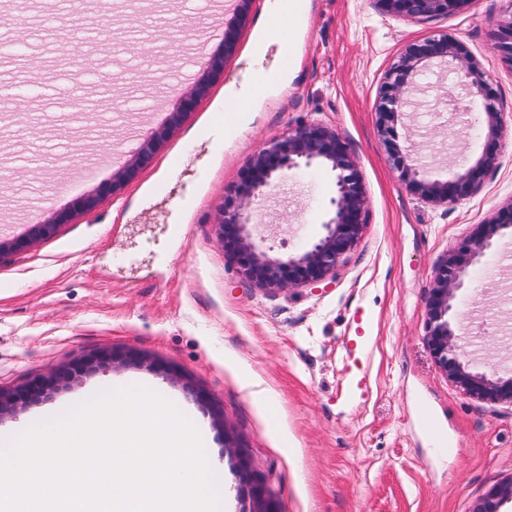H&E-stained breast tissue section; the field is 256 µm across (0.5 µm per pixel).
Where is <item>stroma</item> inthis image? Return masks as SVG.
<instances>
[{"label": "stroma", "mask_w": 512, "mask_h": 512, "mask_svg": "<svg viewBox=\"0 0 512 512\" xmlns=\"http://www.w3.org/2000/svg\"><path fill=\"white\" fill-rule=\"evenodd\" d=\"M265 0H253L236 53L175 134L165 88L180 81L211 40L208 0H137L95 27L61 30L71 51L100 56L97 78L49 80L41 66L67 0H0V41L26 38V53L0 58V89L17 110L0 119V238L23 231L111 179L129 133L163 135L162 149L118 197L62 225L56 235L0 263V389L104 348L135 347L175 363L224 414L216 423L181 384L144 368L115 366L34 401L47 410L85 390L117 382L159 388L204 422L206 447L225 433L247 448L270 480L281 512H472L512 477V405L465 395L425 341L435 267L497 209L512 202V66L496 49L498 21L512 0H469L429 23L381 15L375 0H303L294 54L270 43L262 59L275 75L250 111L224 114V95L256 81L252 51ZM432 33L462 39L504 110L498 169L453 208L423 200L400 180L376 128L383 75L404 46ZM446 70L423 80L408 125L430 131L424 154L445 178L452 155L476 157L480 109L442 90ZM229 118L223 147L213 126ZM303 120L336 126L358 160L368 212L363 235L325 289L274 294L254 288L217 243L213 219L253 151ZM332 175L300 170L262 208L266 246L286 255L322 232ZM512 227L472 271L462 299L483 353L512 369V346L496 331L512 311ZM452 453L440 451V443Z\"/></svg>", "instance_id": "35a3bbf8"}]
</instances>
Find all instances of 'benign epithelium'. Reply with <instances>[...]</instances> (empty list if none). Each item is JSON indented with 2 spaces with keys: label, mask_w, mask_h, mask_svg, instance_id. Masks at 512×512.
<instances>
[{
  "label": "benign epithelium",
  "mask_w": 512,
  "mask_h": 512,
  "mask_svg": "<svg viewBox=\"0 0 512 512\" xmlns=\"http://www.w3.org/2000/svg\"><path fill=\"white\" fill-rule=\"evenodd\" d=\"M239 0L234 19L224 26L222 53L211 58L199 77L186 89L175 91L176 111L170 113L168 128H176L179 119L195 111L209 91L213 78L224 68V60L235 47V30L245 21V5ZM467 0H376L380 9L393 17L431 20L456 10ZM498 50L512 63V14L499 21ZM447 68L459 79V89L481 103L485 141L474 159L448 164V179L431 175V165L423 161L413 146L406 149L391 140L394 126L408 116L420 79ZM381 135L388 139L391 158L400 177L424 200L445 207L474 195L499 163L502 110L480 63L464 42L446 35H433L407 44L382 78L376 109ZM159 146L154 134L144 136L129 154L124 166L112 179L100 184L93 193L75 198L53 213L42 224H33L11 238L0 241V260L9 254L29 250L37 241L53 236L63 224L95 208L113 195L138 169L149 163ZM324 167L334 173L335 192L323 232L302 250L288 256L274 254L263 247L255 218L267 194L292 171ZM368 201L358 171L355 154L347 139L335 127L321 121H304L288 134L255 151L247 161V175L219 207L215 219L218 241L242 274L267 291H287L327 282L341 259L360 240L365 225ZM512 226V202L499 208L488 225L475 228L460 250L447 255L436 267L427 300L426 341L439 368L448 381L467 396L488 403L512 404V372L500 370L491 360L474 357L469 350L464 313L459 294L464 290L469 268L493 247L495 235ZM146 367L169 380H177L202 404L210 406L209 393L195 384L174 365L126 348L120 352L104 350L89 354L77 363L63 364L48 374L31 378L21 387L0 392V418L24 409L32 400L47 394L62 383L75 382L86 371L106 369L115 362ZM224 447L232 466L238 471L243 491L252 504L250 512H279L266 479L251 469L248 456L230 438ZM512 502V480L491 489L474 512H501Z\"/></svg>",
  "instance_id": "7a95c632"
}]
</instances>
